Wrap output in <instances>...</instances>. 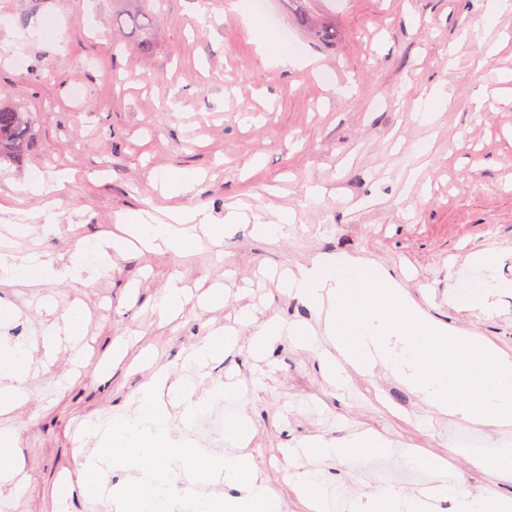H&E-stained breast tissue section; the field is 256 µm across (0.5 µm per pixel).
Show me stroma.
I'll return each mask as SVG.
<instances>
[{
	"instance_id": "stroma-1",
	"label": "stroma",
	"mask_w": 512,
	"mask_h": 512,
	"mask_svg": "<svg viewBox=\"0 0 512 512\" xmlns=\"http://www.w3.org/2000/svg\"><path fill=\"white\" fill-rule=\"evenodd\" d=\"M485 0H317L336 18V40H315L298 19L300 0H265L266 24L231 13V0H152L154 37L140 48L112 24V0H0V98L33 120V141L18 163L0 162V200L23 211L49 209L41 224L0 223V248L49 253L55 275L36 285L0 283V304L14 308L0 324V343L40 344L62 327L73 305L87 311L82 344L88 365L74 371L62 344L27 384V400L0 416L16 430L17 466L25 479L19 501L0 498V512H110L107 498L74 489L59 503L58 480L76 473V455L96 453L82 439L85 424H107L133 408L140 387L159 368L184 371L191 349L211 330L231 325L247 308L256 322L283 320L324 330V315L283 292L269 271L345 254L381 266L431 321L483 337L512 355V291L491 311L450 303L458 282L512 281V47L486 58L489 44L512 36V10L487 19ZM217 18L197 25L198 14ZM56 35L28 37L46 17ZM471 32L460 40L462 29ZM287 36L297 55L323 71L267 64L258 49L265 33ZM344 94H337V87ZM81 99H74V89ZM446 96L432 122H420L421 94ZM427 142L429 155L414 148ZM71 171L56 196L16 194L32 174ZM188 170L199 178L181 197L165 198L156 173ZM418 181L407 185L410 170ZM322 186L319 200L305 185ZM256 213L292 210L296 230L261 239L248 224L228 229L221 247L191 255L132 249L105 259L92 286L66 275L78 240L100 238L127 212L169 205L205 209L213 223L228 205ZM494 251L493 270L472 268V255ZM180 279L193 298L161 320L154 297ZM222 286L224 305L198 299ZM253 329L205 370L207 394L235 379L247 389L215 401L211 412L242 411L254 425L245 452L285 512H307L293 475L316 472L326 489L355 497L393 486L413 495L435 485L512 495V485L475 468L471 453L512 448V427L454 422L432 411L390 375L351 374L346 388L326 378L319 360L284 337L263 357L251 352ZM124 342L120 360L112 346ZM369 431L391 448V465L412 470L413 452L452 457V471L386 482L360 461L292 456L307 439L344 440ZM214 456L243 450L227 435L206 447Z\"/></svg>"
}]
</instances>
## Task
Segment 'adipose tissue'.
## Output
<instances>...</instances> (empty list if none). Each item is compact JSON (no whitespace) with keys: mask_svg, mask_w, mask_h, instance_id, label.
<instances>
[{"mask_svg":"<svg viewBox=\"0 0 512 512\" xmlns=\"http://www.w3.org/2000/svg\"><path fill=\"white\" fill-rule=\"evenodd\" d=\"M118 221L122 226L121 234L94 240L93 245L99 254H106L110 249L123 250L135 241L148 249H165L186 255L194 252L200 244L196 226L202 217L196 210H171L161 218L150 211L138 210L119 216ZM53 272V262L47 254L32 252L17 256L0 253V281L34 285ZM33 363L32 345L23 342L0 344V413L10 411L24 398ZM385 449L383 439L364 432L341 444L313 438L306 441L303 452L313 457L350 460L378 455ZM436 497L433 490L418 497L393 488L382 489L352 500L349 512H431Z\"/></svg>","mask_w":512,"mask_h":512,"instance_id":"obj_1","label":"adipose tissue"}]
</instances>
